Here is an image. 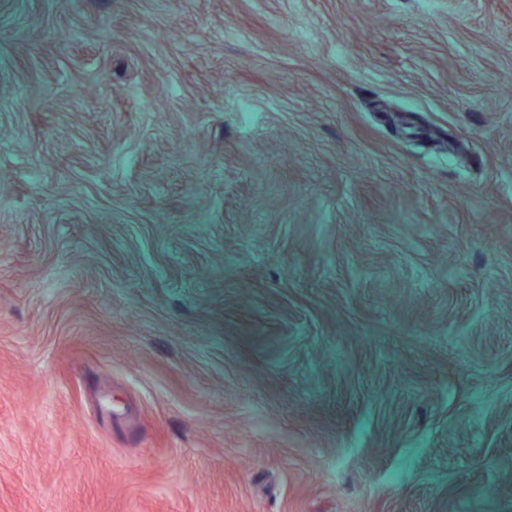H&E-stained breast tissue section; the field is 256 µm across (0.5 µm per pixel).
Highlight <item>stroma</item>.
Segmentation results:
<instances>
[{
	"mask_svg": "<svg viewBox=\"0 0 512 512\" xmlns=\"http://www.w3.org/2000/svg\"><path fill=\"white\" fill-rule=\"evenodd\" d=\"M0 512H512V0H0Z\"/></svg>",
	"mask_w": 512,
	"mask_h": 512,
	"instance_id": "obj_1",
	"label": "stroma"
}]
</instances>
